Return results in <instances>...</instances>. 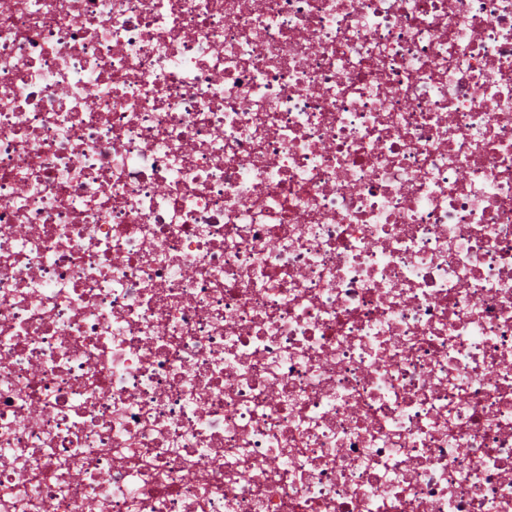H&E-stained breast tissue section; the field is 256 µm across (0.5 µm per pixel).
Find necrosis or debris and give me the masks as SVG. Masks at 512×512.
<instances>
[{"mask_svg":"<svg viewBox=\"0 0 512 512\" xmlns=\"http://www.w3.org/2000/svg\"><path fill=\"white\" fill-rule=\"evenodd\" d=\"M0 512H512V0H0Z\"/></svg>","mask_w":512,"mask_h":512,"instance_id":"necrosis-or-debris-1","label":"necrosis or debris"}]
</instances>
